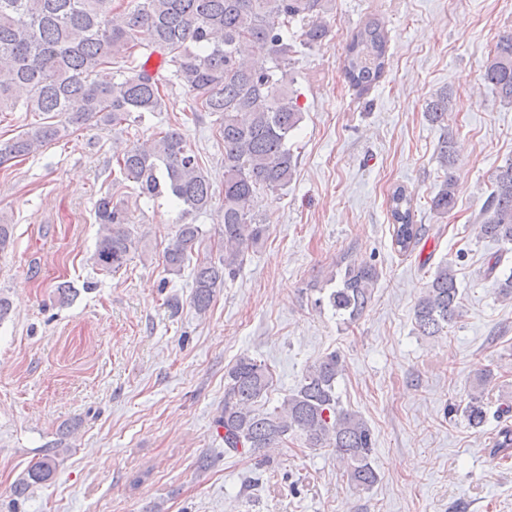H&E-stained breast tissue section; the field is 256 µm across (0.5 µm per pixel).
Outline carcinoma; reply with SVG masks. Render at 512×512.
<instances>
[{"mask_svg": "<svg viewBox=\"0 0 512 512\" xmlns=\"http://www.w3.org/2000/svg\"><path fill=\"white\" fill-rule=\"evenodd\" d=\"M335 0H0V113L32 112L42 121L0 141V166L29 156L91 126L136 123L165 108L166 80L139 61L143 51L161 50L171 77L193 98L192 112L218 115L224 142L223 239L218 260L192 269L191 303L204 313L226 280L235 277L249 250L266 238L267 224L255 212L258 194L276 193L293 180L297 158L288 137L303 120L288 69L300 49L321 46L329 35L327 16ZM387 33L377 18L354 31L344 47L341 72L353 88L366 91L385 71ZM500 99L512 104V32L503 33L490 51L483 72ZM451 111L448 93L429 100L425 117L444 124ZM446 168L456 157L453 134L439 145ZM123 179L137 185L138 196L169 197L179 208V228L163 256L166 272L179 275L202 235L187 217L208 210L210 180L185 135L170 128L148 142L113 154ZM456 183L444 176L431 209L446 215L456 204ZM393 242L412 250L420 236L412 197L403 186L388 198ZM99 224L91 257L97 269L116 272L140 249L124 200L108 191L95 203ZM482 237L512 245V157L496 168L482 208ZM501 259L487 269L499 296L512 300V268L497 274ZM336 286L327 304L347 323L371 301L378 272L349 263L333 274ZM460 315V292L452 267L441 263L414 306L419 336L437 337ZM343 365L332 352L310 365L297 388L270 411L257 403L272 384L269 367L241 355L224 373V408L216 419L224 445L234 452H260L299 438L308 448H331L350 483L368 490L378 479L372 466L375 440L367 422L342 407L336 392ZM464 418L484 425L483 391L475 389ZM494 452L512 455V428L498 431ZM68 447L57 442L17 479L15 499L50 481Z\"/></svg>", "mask_w": 512, "mask_h": 512, "instance_id": "carcinoma-1", "label": "carcinoma"}]
</instances>
